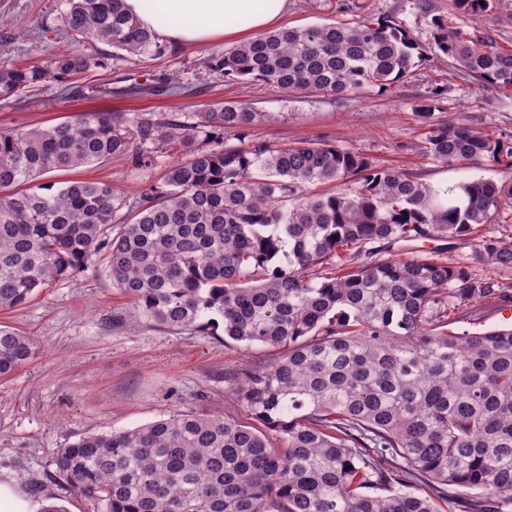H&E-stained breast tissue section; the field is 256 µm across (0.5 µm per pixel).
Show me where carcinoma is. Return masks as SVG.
Listing matches in <instances>:
<instances>
[{
  "label": "carcinoma",
  "mask_w": 512,
  "mask_h": 512,
  "mask_svg": "<svg viewBox=\"0 0 512 512\" xmlns=\"http://www.w3.org/2000/svg\"><path fill=\"white\" fill-rule=\"evenodd\" d=\"M68 2L71 40L103 41L131 60L158 48L123 0ZM502 5L512 9V0L450 3L457 17ZM430 26L426 48L398 23L360 15L278 29L207 68L345 98L408 77L430 51L482 91L512 90V48L449 16L431 15ZM96 65L48 40L40 63L0 69V98L69 84ZM176 90L163 77L129 92ZM263 117L224 102L191 116L101 112L0 130L1 310L104 254L135 323L173 331L220 323L226 344L277 350L273 363L227 378L231 412L85 434L58 451L55 477L104 512H438L450 486L484 490L496 512H512V328L448 330L479 320L487 297L512 296L434 256L367 260L377 242L497 224L512 188L475 178L449 188L443 203L417 174L346 147H224V135ZM178 146L188 158L131 201L102 182L33 184L113 156L148 168L153 152ZM424 153L512 168L511 142L463 124L430 125ZM350 182L355 189H339ZM475 256L512 267V241L485 238ZM35 349L33 337L0 325V380Z\"/></svg>",
  "instance_id": "obj_1"
}]
</instances>
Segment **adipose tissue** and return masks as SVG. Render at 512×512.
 Masks as SVG:
<instances>
[{"label":"adipose tissue","instance_id":"obj_1","mask_svg":"<svg viewBox=\"0 0 512 512\" xmlns=\"http://www.w3.org/2000/svg\"><path fill=\"white\" fill-rule=\"evenodd\" d=\"M124 6L160 40L204 45L279 25L288 0H124Z\"/></svg>","mask_w":512,"mask_h":512}]
</instances>
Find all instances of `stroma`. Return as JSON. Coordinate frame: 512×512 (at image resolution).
<instances>
[{"label": "stroma", "instance_id": "obj_1", "mask_svg": "<svg viewBox=\"0 0 512 512\" xmlns=\"http://www.w3.org/2000/svg\"><path fill=\"white\" fill-rule=\"evenodd\" d=\"M362 15L400 21L421 45L430 29L415 0H289L283 27L333 23L347 19L348 6ZM65 0H0V62L23 67L40 61L41 31H50L57 48L76 50L64 33ZM467 32L489 33L501 46L512 45V12L495 10L461 17ZM228 40L203 46L170 42L159 52L132 63L115 57L110 45L97 42L101 64L76 75L69 90L42 83L20 98L0 100V129L33 128L73 120L89 112H205L218 102H241L264 113V120L226 134L224 144L241 147L254 140L277 144L309 139L332 143L375 162L417 173L443 191L473 179L512 187V168L491 162L446 165L423 150L429 124L466 125L512 138V93L481 92L431 55L410 77L386 89L366 86L343 99L290 94L258 81L231 80L208 71V58L231 48ZM162 73L183 85L173 96L129 94V87L151 82ZM446 89L439 111L420 117L417 107L433 89ZM173 160L156 154L151 167L115 156L76 170L53 171L44 182L71 180L110 184L123 196L137 195L142 183L156 181ZM486 237L512 238V219L476 226L461 238H427L413 245L379 250L378 259L431 253L479 278L512 285V269L489 270L475 258ZM128 298L108 277L101 257L79 273L52 282L24 307L0 310V324L37 341L28 363L0 382V475L14 478L37 500L57 498L67 512H102L98 502L54 479L60 448L79 435L132 429L173 414L209 416L224 411V375L245 363L272 359V349H248L224 341L222 329L183 333L145 323L115 326L113 313L129 311Z\"/></svg>", "mask_w": 512, "mask_h": 512}]
</instances>
